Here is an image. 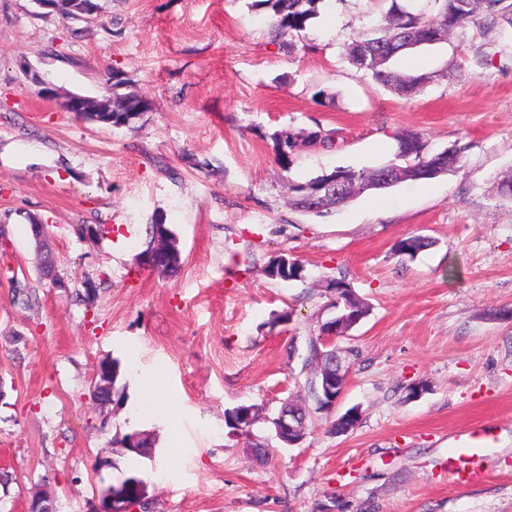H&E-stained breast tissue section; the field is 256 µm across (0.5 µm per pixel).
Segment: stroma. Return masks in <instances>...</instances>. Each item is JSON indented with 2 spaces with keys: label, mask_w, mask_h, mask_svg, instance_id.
<instances>
[{
  "label": "stroma",
  "mask_w": 512,
  "mask_h": 512,
  "mask_svg": "<svg viewBox=\"0 0 512 512\" xmlns=\"http://www.w3.org/2000/svg\"><path fill=\"white\" fill-rule=\"evenodd\" d=\"M99 3L86 22L0 0V470L12 476L0 512H26L46 483L57 512H87L122 475L95 471L96 457L135 430L156 439L139 464L149 512H317L334 499L347 512H512V199L495 186L512 170V34L475 23L401 54L395 70L426 78L405 99L341 58L389 0H320L284 41L256 0ZM112 69L149 102L134 129L61 110L69 93L107 95ZM318 129L331 144L304 143ZM408 130L433 152L463 147V166L319 216L289 206V182L381 165ZM280 133L301 138L286 169ZM33 217L64 287L38 275ZM156 221L178 235L176 276L137 264ZM83 224L105 231L83 237ZM412 235L432 242L413 258L395 249ZM282 254L302 279L267 275ZM339 276L370 308L338 341L357 357L336 410L360 407L358 426L333 436L332 416L313 415L294 448L262 421L230 434L227 409L271 416L307 397L306 343L335 314L326 284ZM107 356L125 371L121 407L90 397ZM476 424L495 444L462 482L449 448Z\"/></svg>",
  "instance_id": "stroma-1"
}]
</instances>
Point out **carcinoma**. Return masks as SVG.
<instances>
[{
	"label": "carcinoma",
	"mask_w": 512,
	"mask_h": 512,
	"mask_svg": "<svg viewBox=\"0 0 512 512\" xmlns=\"http://www.w3.org/2000/svg\"><path fill=\"white\" fill-rule=\"evenodd\" d=\"M271 13V26L274 37L279 38L293 32L304 31L317 17V4L320 0H259ZM437 6L436 13L428 14L413 3L391 0L385 24L380 25L354 40L347 48L345 59L349 64L369 75L375 82L393 88L404 98L414 96L426 81L424 76H411L398 73L390 68L391 61L402 52L437 43L462 28L466 21L477 18L512 28V0H432ZM79 4L75 0H58L51 12L65 19H79L76 12ZM112 81V127H132L139 113L148 110L147 102L129 82L120 78V72L108 74ZM127 88L120 93L118 89ZM277 161L287 168L293 151L291 136L277 138ZM463 164L461 149L452 147L431 153L423 137L413 131H406L398 138V148L394 157L384 164L370 169L338 167L330 173L317 175L304 183L291 186L292 196L289 205L300 211L320 215L332 208L349 204L356 197L377 190L389 189L403 183L434 179L458 170ZM165 236L171 242L178 241L177 234L169 225L153 223L148 229V240L141 253L153 250L156 236ZM432 245L421 236H411L400 240L396 249L409 258ZM268 276L282 281L303 278V267L285 255L275 258L267 267ZM330 292L349 303L340 307V312L352 314L369 313V305L362 298L353 296L350 284L343 278L328 282ZM101 367L111 373L109 388L101 389L94 384L91 396L103 406L114 399H123L118 380L121 363L113 358L102 360ZM308 394L311 407L307 414L327 411V404L321 401V393L314 380L308 381ZM229 428L238 435H248L254 422L246 419V408L240 405L226 412Z\"/></svg>",
	"instance_id": "obj_1"
}]
</instances>
